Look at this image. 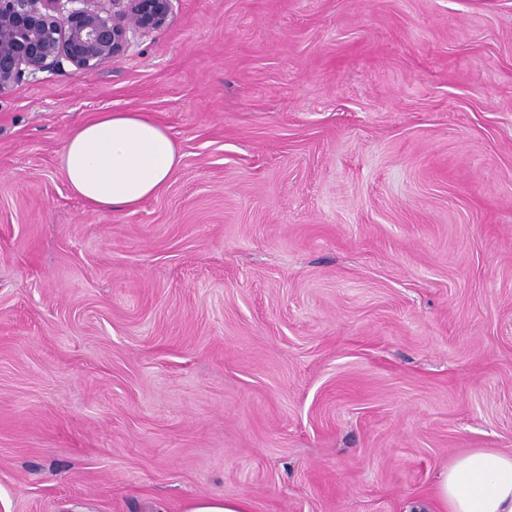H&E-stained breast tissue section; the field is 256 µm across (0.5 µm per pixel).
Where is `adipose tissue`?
Masks as SVG:
<instances>
[{
    "label": "adipose tissue",
    "mask_w": 512,
    "mask_h": 512,
    "mask_svg": "<svg viewBox=\"0 0 512 512\" xmlns=\"http://www.w3.org/2000/svg\"><path fill=\"white\" fill-rule=\"evenodd\" d=\"M181 163L167 130L140 112H103L67 137L62 174L92 210L138 206ZM440 512H512V452L478 448L437 476Z\"/></svg>",
    "instance_id": "obj_1"
}]
</instances>
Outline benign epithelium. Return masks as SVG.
Wrapping results in <instances>:
<instances>
[{
    "instance_id": "7a95c632",
    "label": "benign epithelium",
    "mask_w": 512,
    "mask_h": 512,
    "mask_svg": "<svg viewBox=\"0 0 512 512\" xmlns=\"http://www.w3.org/2000/svg\"><path fill=\"white\" fill-rule=\"evenodd\" d=\"M0 0V95L26 77L66 61L96 70L123 53L129 35L166 27L173 0Z\"/></svg>"
}]
</instances>
